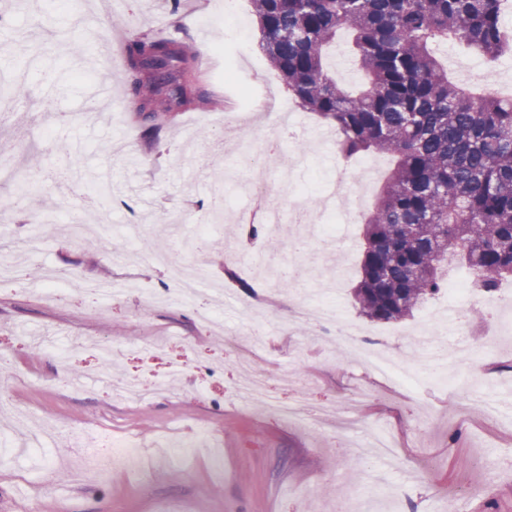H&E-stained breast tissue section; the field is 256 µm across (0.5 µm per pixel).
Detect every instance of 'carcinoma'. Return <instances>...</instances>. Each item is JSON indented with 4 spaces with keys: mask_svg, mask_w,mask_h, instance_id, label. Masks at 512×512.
Listing matches in <instances>:
<instances>
[{
    "mask_svg": "<svg viewBox=\"0 0 512 512\" xmlns=\"http://www.w3.org/2000/svg\"><path fill=\"white\" fill-rule=\"evenodd\" d=\"M497 0H252L262 45L299 106L336 127L337 148L397 157L365 227L360 313L391 322L441 288L448 251L478 267L479 291L493 296L512 279V101H475L448 79L429 45L454 39L494 60L506 41ZM355 32L369 82L356 97L328 75L324 50L336 30ZM127 96L144 141L172 114L214 103L196 81L194 38L144 33L125 41Z\"/></svg>",
    "mask_w": 512,
    "mask_h": 512,
    "instance_id": "cac0c4a2",
    "label": "carcinoma"
}]
</instances>
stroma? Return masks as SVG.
<instances>
[{"instance_id": "1", "label": "stroma", "mask_w": 512, "mask_h": 512, "mask_svg": "<svg viewBox=\"0 0 512 512\" xmlns=\"http://www.w3.org/2000/svg\"><path fill=\"white\" fill-rule=\"evenodd\" d=\"M0 11V89L17 88L22 109L0 117V256L15 266L0 281V395L18 409L55 420L51 453L24 472L13 449L0 451V512H28L42 500L48 512H336L340 501L354 512H512V464L487 478L471 469L479 452L512 457V351L496 346L499 322H475L467 345L474 366L491 387L498 421L481 409L459 416L442 375L403 386L358 363L347 344L318 335L312 322L291 320L298 303L336 306L366 331V345L419 366L425 347L410 332L420 315L377 324L360 315L353 288L360 276L361 227L332 224L294 254L288 239L260 229L246 234L240 216L250 198L232 193L227 175L250 176L271 186L293 183L309 200L321 197L336 176V130L317 114L294 108L281 121L278 102L291 94L259 47L251 0H236L245 25L234 37L225 0H9ZM203 80L220 104L188 108L167 125L154 146L141 139L125 98L126 38L152 31L197 34ZM108 38L114 50L100 57ZM341 31L327 66L349 94L367 81ZM112 83L104 103L101 85ZM268 95L273 109L257 116L242 91ZM274 140L280 151L262 156L254 171L237 157ZM58 237L42 250L22 251L42 224ZM75 224L95 226L75 239ZM209 227L205 252L185 248L187 227ZM155 248L171 254L187 273L204 266L206 280L191 303L151 301L178 286L170 272L149 263L121 266L111 252ZM256 263L297 267L292 283L261 281L239 254ZM232 267L235 279L224 275ZM69 271L57 296L45 284L53 270ZM251 283L243 291L240 281ZM109 282L119 294L93 299L88 287ZM213 307L217 328H203L196 309ZM112 373L160 386L151 401L112 397L96 386L66 389V376L93 373L104 349ZM181 367L171 379L172 367ZM267 377V397L295 395L330 414L319 425L288 423L261 402L246 404L237 388L251 374ZM370 398L354 406L357 390ZM360 421L361 434L391 437L397 456L386 462L352 455L355 436L338 418ZM210 431L212 449L173 462L157 446L171 435L194 438ZM93 431L143 446L140 468L100 477L89 455L76 453L71 433Z\"/></svg>"}]
</instances>
